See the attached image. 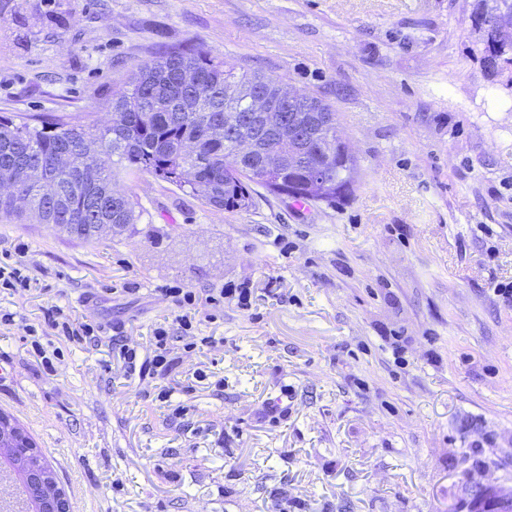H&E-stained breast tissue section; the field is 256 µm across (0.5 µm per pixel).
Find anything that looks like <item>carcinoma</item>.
Here are the masks:
<instances>
[{
  "instance_id": "1",
  "label": "carcinoma",
  "mask_w": 512,
  "mask_h": 512,
  "mask_svg": "<svg viewBox=\"0 0 512 512\" xmlns=\"http://www.w3.org/2000/svg\"><path fill=\"white\" fill-rule=\"evenodd\" d=\"M475 24H495L512 40V0H478ZM192 74L197 87L189 89L182 75ZM238 90L235 103L224 102V87ZM257 90L273 97L279 83L261 73L237 74L234 68L202 49H173L144 62L127 85L112 93L105 111L112 118L67 115L51 119L20 120L0 116V168L22 169L42 164L46 179L68 195L64 208L53 204L39 189L19 182L16 191L0 193L1 224H53L84 240L98 238L100 225L121 232L138 223L142 211L127 193L112 188L118 178L149 174L199 198L215 210L247 211L255 205L258 189L295 201L334 204L356 176V160L342 149L336 113L321 100L288 98V111L305 112L316 122L314 138L293 141L288 150L322 167L324 178L315 184L306 168L284 167L266 172V158L282 149L281 142L264 130L270 123L263 113L247 112L245 99ZM225 119L224 134L209 133V119ZM256 141V150L239 154V145ZM99 145V182L83 180L80 165L85 148ZM10 465L18 461L42 468L51 480L56 475L34 441L27 447H2ZM512 498L488 490L478 496L474 512H509Z\"/></svg>"
}]
</instances>
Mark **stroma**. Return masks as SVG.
Wrapping results in <instances>:
<instances>
[{
    "instance_id": "1",
    "label": "stroma",
    "mask_w": 512,
    "mask_h": 512,
    "mask_svg": "<svg viewBox=\"0 0 512 512\" xmlns=\"http://www.w3.org/2000/svg\"><path fill=\"white\" fill-rule=\"evenodd\" d=\"M475 6L0 0V116L97 115L185 46L323 100L359 165L332 206L219 212L145 174L117 184L143 212L122 234L0 224L31 279L0 294V412L69 512H472V486L512 491V72L485 67ZM165 286L252 306L225 297L175 377L124 376L112 338L149 352ZM53 308L96 340L56 339Z\"/></svg>"
}]
</instances>
